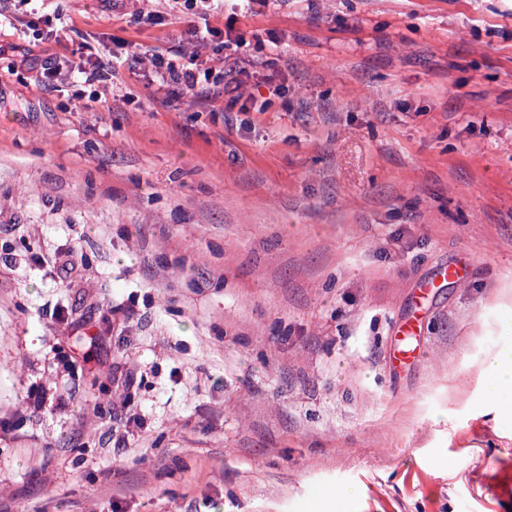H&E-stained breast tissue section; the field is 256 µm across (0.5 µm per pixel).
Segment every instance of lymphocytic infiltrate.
Here are the masks:
<instances>
[{"label": "lymphocytic infiltrate", "instance_id": "lymphocytic-infiltrate-1", "mask_svg": "<svg viewBox=\"0 0 512 512\" xmlns=\"http://www.w3.org/2000/svg\"><path fill=\"white\" fill-rule=\"evenodd\" d=\"M269 2L233 0L228 6L224 0H160L155 9L135 12L134 23L156 25L170 17H189L192 21L189 33L198 44L196 50L189 52L181 47H155L141 53L123 43L118 45L108 61L90 51L80 55L75 64L61 56H49L37 61L36 79L41 83L54 82L66 71L74 79L91 85L87 102L75 105L76 110L82 111L87 103L101 102L100 90L104 87L111 88L113 99L132 102V95L125 90L124 73L140 66L153 81L170 88L175 98L220 101L228 112H265L274 97L280 96V85L268 84L266 94L257 95L248 90L255 73L249 69L245 58H234L232 64L225 67L214 65L213 56L223 53L233 39L231 31L213 26L212 21L223 16L228 8L237 17L256 15ZM59 17V12L50 11L47 0H7L6 6H0V28L16 34L28 28L31 19L35 18L45 25L48 37H55L53 22Z\"/></svg>", "mask_w": 512, "mask_h": 512}]
</instances>
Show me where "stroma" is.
Wrapping results in <instances>:
<instances>
[{
    "label": "stroma",
    "mask_w": 512,
    "mask_h": 512,
    "mask_svg": "<svg viewBox=\"0 0 512 512\" xmlns=\"http://www.w3.org/2000/svg\"><path fill=\"white\" fill-rule=\"evenodd\" d=\"M59 5L60 42L0 36V507L512 512L481 395L512 341V0H275L234 29L285 86L262 113L137 70L71 111L90 86L10 62L190 38ZM469 253L395 373L419 283ZM421 320L418 315L401 322L397 326L393 350V364L402 368L422 358V350L417 343L420 336Z\"/></svg>",
    "instance_id": "1"
}]
</instances>
